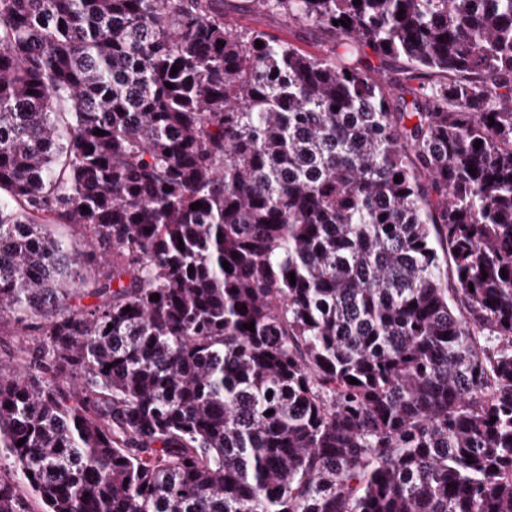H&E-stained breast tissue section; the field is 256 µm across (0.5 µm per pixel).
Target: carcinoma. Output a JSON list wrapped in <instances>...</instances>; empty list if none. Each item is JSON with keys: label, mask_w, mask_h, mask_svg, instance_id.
Segmentation results:
<instances>
[{"label": "carcinoma", "mask_w": 512, "mask_h": 512, "mask_svg": "<svg viewBox=\"0 0 512 512\" xmlns=\"http://www.w3.org/2000/svg\"><path fill=\"white\" fill-rule=\"evenodd\" d=\"M256 4L0 0V512H512V0ZM224 21L239 30L276 36L313 54L325 53L331 46L332 37L326 30L288 18L280 11L258 8L253 0H224ZM364 50L366 52L364 58L372 68L370 75L384 84L388 92L396 98L397 89L394 84L396 80L404 76L403 72L406 68L405 63L401 61L380 60L369 48H364ZM55 235L62 239L70 249L83 251L86 248V232L78 225L56 224ZM41 324L43 320L38 318L22 324L9 319L0 321V373L4 377L15 372L20 355L30 356L38 349L42 340L38 330Z\"/></svg>", "instance_id": "1"}]
</instances>
